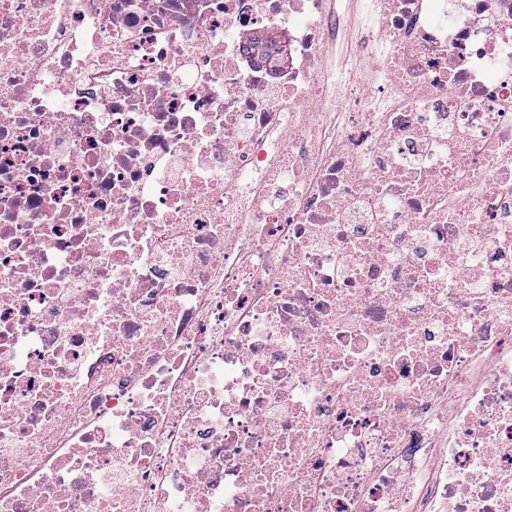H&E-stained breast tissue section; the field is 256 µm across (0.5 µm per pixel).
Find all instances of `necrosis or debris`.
Here are the masks:
<instances>
[{
	"instance_id": "obj_1",
	"label": "necrosis or debris",
	"mask_w": 512,
	"mask_h": 512,
	"mask_svg": "<svg viewBox=\"0 0 512 512\" xmlns=\"http://www.w3.org/2000/svg\"><path fill=\"white\" fill-rule=\"evenodd\" d=\"M0 512H512V0H0Z\"/></svg>"
}]
</instances>
